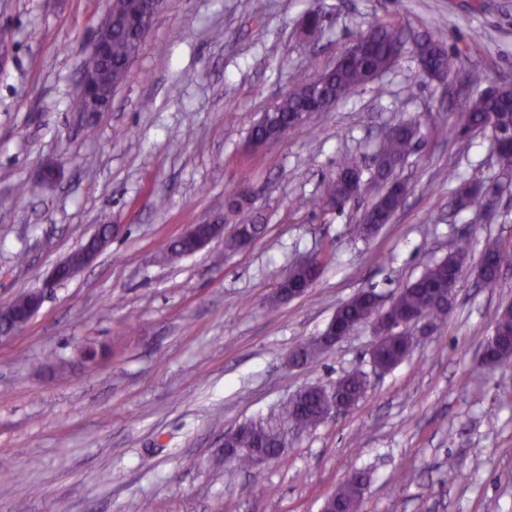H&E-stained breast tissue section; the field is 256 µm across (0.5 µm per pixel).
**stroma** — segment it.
<instances>
[{
	"instance_id": "obj_1",
	"label": "stroma",
	"mask_w": 512,
	"mask_h": 512,
	"mask_svg": "<svg viewBox=\"0 0 512 512\" xmlns=\"http://www.w3.org/2000/svg\"><path fill=\"white\" fill-rule=\"evenodd\" d=\"M109 3L0 0V29L15 35L0 67V305L42 287L97 225L121 227L0 341V460L11 463L0 512H321L357 470L370 473L361 512H512V369L490 376L480 364L494 312L512 302V269L493 288L466 272L447 321L388 372L373 367L366 328L287 364L340 304L369 288L391 298L458 236L468 235L475 262L489 243L512 244V182L488 132L457 135L460 95L421 80L408 50L286 139L248 145L298 74L331 68L376 25L441 35L460 54L458 86L474 69L512 82V0H265L259 15L247 0H164L136 79L95 115L91 139L70 102ZM313 9L326 23L308 34L301 21ZM402 118L419 119L427 136L396 172L414 192L389 224L358 237L379 193L371 176L343 212L320 200L342 157L368 171ZM49 165L57 181L22 196ZM452 175L501 182L493 212L457 209ZM243 176L264 233L237 252L216 241L163 260L161 246L188 225L217 214L237 223L226 201ZM311 253L324 263L317 286L267 309L289 266ZM86 343L104 349L98 364L79 358ZM355 369L367 376L364 398L289 435L261 483L225 461V433Z\"/></svg>"
}]
</instances>
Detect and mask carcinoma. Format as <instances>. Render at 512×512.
<instances>
[{
  "mask_svg": "<svg viewBox=\"0 0 512 512\" xmlns=\"http://www.w3.org/2000/svg\"><path fill=\"white\" fill-rule=\"evenodd\" d=\"M144 0H112V28L101 31V37L110 48L107 63L101 72L92 74L100 82L105 95L109 96L121 85L135 77L133 65L129 60L139 54L144 30L152 27L154 19L142 18L139 27L128 26V20L143 14ZM370 42L373 49L354 54L334 70L322 74L319 80L303 75L296 81L294 88L280 99L268 111L262 121L253 126L251 136L259 140L275 139L280 141L295 130V113L307 109L314 101L328 102L342 100L356 88L371 83L372 74L385 69L390 64L392 47L401 40V28L395 25H380L362 36ZM430 64L451 76L459 63V56L448 52L438 38H429ZM455 124L459 132L475 127L490 129V137L498 141L500 134L512 128V98L504 94L500 99L488 96H475L466 100L455 114ZM420 135V127L401 121L391 126L376 148L377 165L373 180L381 185L394 183L393 192L367 209L362 223L356 226L361 237L370 236L388 223L402 202L410 193L407 183L393 180L396 169L402 165L415 150ZM362 176L359 162L347 155L340 163V173L335 182L325 189V206L334 205L344 208L348 183ZM453 201L460 207L479 204V208L490 206L491 200L482 198L481 186L461 182L454 190ZM460 267L469 265L470 243L462 238L455 252L427 266L419 277L400 288L386 307V315L395 323L410 313H418L434 326H440L448 318L453 305V293L449 292L448 280L451 278L455 261ZM320 267L293 266L288 272V280L281 288H307L314 277V271ZM512 267V246L504 247L492 243L485 249L477 268L481 283L492 288L498 281L504 268ZM27 294L16 296L13 301L0 307V324L9 323L15 312L26 303ZM342 323L357 329L375 321L378 316V304L373 294L362 292L346 301L336 309ZM494 329L500 335H492L485 343L489 350L490 361L497 367L512 366V305L496 310ZM412 352L410 336L403 334L396 340L385 339L375 347V358L383 366L395 367L402 363ZM296 353L306 363L319 355L320 348L307 339L296 346ZM366 391L365 376L360 371L349 373L337 393V398L345 409L357 405ZM325 397L318 388H309L297 394L295 400L283 406L277 420L254 419L244 423L236 437L238 448H260L267 453L278 455V445L284 440L285 433L308 431L322 421ZM367 483V476L361 472L349 477L329 496L324 508L329 512H357L361 489Z\"/></svg>",
  "mask_w": 512,
  "mask_h": 512,
  "instance_id": "1",
  "label": "carcinoma"
}]
</instances>
